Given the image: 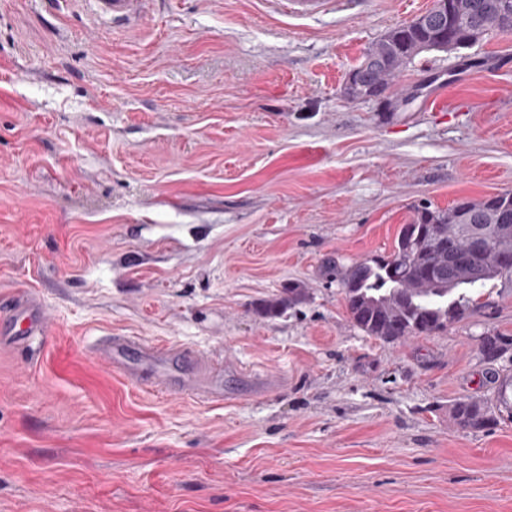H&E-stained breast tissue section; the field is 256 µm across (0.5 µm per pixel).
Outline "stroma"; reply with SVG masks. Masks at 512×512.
<instances>
[{
    "label": "stroma",
    "instance_id": "stroma-1",
    "mask_svg": "<svg viewBox=\"0 0 512 512\" xmlns=\"http://www.w3.org/2000/svg\"><path fill=\"white\" fill-rule=\"evenodd\" d=\"M433 0H0V512H512V418L463 431L512 361V285L391 344L327 262L392 250L417 208L512 192V35L424 52L384 97L348 71ZM443 88L444 108L423 96ZM291 281L306 300L256 306ZM224 362V397L170 395L92 353L102 336ZM96 12L99 15L109 16L112 21L127 24L139 19L146 13L145 9L151 0H94ZM269 4L274 12L284 16L321 11L327 5L336 7L334 0H270ZM44 331L42 309L34 301L15 307L8 318L0 319V335L13 343H29ZM512 336H484L480 342V353L487 362H497L505 357L511 359ZM451 418L463 430L479 431L495 423L499 416L487 402L471 397H459L450 407Z\"/></svg>",
    "mask_w": 512,
    "mask_h": 512
}]
</instances>
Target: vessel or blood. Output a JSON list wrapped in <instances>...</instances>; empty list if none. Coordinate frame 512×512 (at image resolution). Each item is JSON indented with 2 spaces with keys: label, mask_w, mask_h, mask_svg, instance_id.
Returning <instances> with one entry per match:
<instances>
[{
  "label": "vessel or blood",
  "mask_w": 512,
  "mask_h": 512,
  "mask_svg": "<svg viewBox=\"0 0 512 512\" xmlns=\"http://www.w3.org/2000/svg\"><path fill=\"white\" fill-rule=\"evenodd\" d=\"M151 0H95L98 14L126 24L143 16ZM334 0H269L281 15L313 13ZM45 326L40 305L30 301L15 307L8 318L0 319V335L15 343H29L43 335ZM95 352L118 367L131 380L162 371L165 389L173 394L193 395L198 391L196 369L199 358L188 348L152 345L135 336H103L93 346Z\"/></svg>",
  "instance_id": "b4317fda"
}]
</instances>
